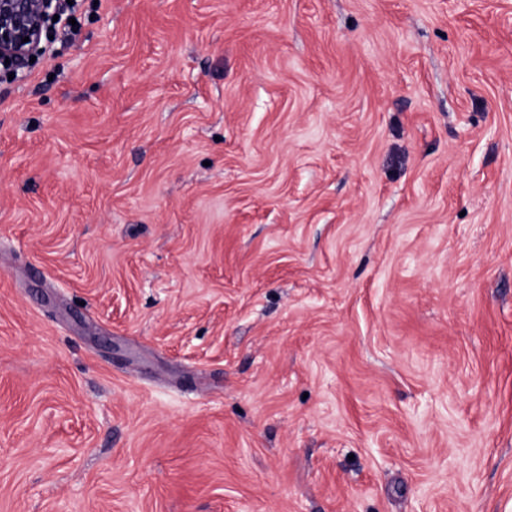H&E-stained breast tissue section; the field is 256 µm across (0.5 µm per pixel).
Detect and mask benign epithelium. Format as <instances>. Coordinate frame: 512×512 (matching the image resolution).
Instances as JSON below:
<instances>
[{
	"label": "benign epithelium",
	"instance_id": "obj_1",
	"mask_svg": "<svg viewBox=\"0 0 512 512\" xmlns=\"http://www.w3.org/2000/svg\"><path fill=\"white\" fill-rule=\"evenodd\" d=\"M66 5L67 0H0V69L16 74L43 51L45 28Z\"/></svg>",
	"mask_w": 512,
	"mask_h": 512
}]
</instances>
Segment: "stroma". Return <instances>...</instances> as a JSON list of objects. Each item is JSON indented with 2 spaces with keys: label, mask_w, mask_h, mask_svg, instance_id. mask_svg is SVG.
<instances>
[{
  "label": "stroma",
  "mask_w": 512,
  "mask_h": 512,
  "mask_svg": "<svg viewBox=\"0 0 512 512\" xmlns=\"http://www.w3.org/2000/svg\"><path fill=\"white\" fill-rule=\"evenodd\" d=\"M0 73V512H512V0H78Z\"/></svg>",
  "instance_id": "stroma-1"
}]
</instances>
